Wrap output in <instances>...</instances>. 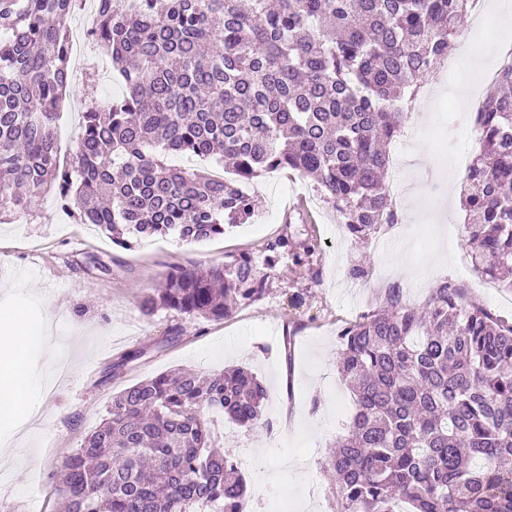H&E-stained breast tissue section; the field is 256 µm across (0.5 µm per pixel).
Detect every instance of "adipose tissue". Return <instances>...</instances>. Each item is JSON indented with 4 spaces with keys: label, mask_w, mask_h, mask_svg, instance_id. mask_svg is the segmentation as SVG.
I'll list each match as a JSON object with an SVG mask.
<instances>
[{
    "label": "adipose tissue",
    "mask_w": 512,
    "mask_h": 512,
    "mask_svg": "<svg viewBox=\"0 0 512 512\" xmlns=\"http://www.w3.org/2000/svg\"><path fill=\"white\" fill-rule=\"evenodd\" d=\"M35 333L24 313L0 309V421L31 416V380L24 369L25 354Z\"/></svg>",
    "instance_id": "adipose-tissue-1"
}]
</instances>
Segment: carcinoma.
<instances>
[{"label": "carcinoma", "instance_id": "obj_1", "mask_svg": "<svg viewBox=\"0 0 512 512\" xmlns=\"http://www.w3.org/2000/svg\"><path fill=\"white\" fill-rule=\"evenodd\" d=\"M78 2L0 0V219L51 192L127 246L247 224L259 208L247 185L286 168L315 181L357 243L397 223L389 145L412 103L399 93L448 56L470 0H94L89 43L126 90L88 103L62 167L55 124ZM476 125L465 235L475 270L512 288V69L497 72ZM170 153L227 164L228 177L172 167ZM314 254L284 235L265 264ZM267 291L243 253L205 273L173 269L140 306L222 319ZM339 339L354 409L329 461L338 512H512V322L452 282L418 306L392 283ZM266 400L246 367L125 389L63 462L64 512H242L245 479L210 416L251 427Z\"/></svg>", "mask_w": 512, "mask_h": 512}]
</instances>
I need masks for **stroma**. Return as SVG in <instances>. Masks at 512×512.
Instances as JSON below:
<instances>
[{"label":"stroma","instance_id":"1","mask_svg":"<svg viewBox=\"0 0 512 512\" xmlns=\"http://www.w3.org/2000/svg\"><path fill=\"white\" fill-rule=\"evenodd\" d=\"M496 62L493 56L463 59L440 96L419 92L406 121L412 134L397 141L414 160L404 172L412 191L396 204L398 223L363 243L346 235L311 179L291 170L250 184L260 201L251 223L196 244L167 235L123 248L95 226L76 223L51 194L35 212L0 223V306L25 310L34 325L52 321L57 336L52 350L34 344L25 356L27 372L50 385L37 393L35 415L13 427L0 424V456L11 462L0 481V512H60L63 460L100 424L116 393L179 369L211 374L234 366L251 368L269 388L264 421L248 428L224 424V451L241 468L254 512H337L327 463L352 409L337 369L339 330L378 304L390 283L418 305L447 279L512 321V289L475 271L465 212L459 198L448 195L466 175L456 153L479 139L473 112L457 111V125L449 127L451 101L474 69L486 72ZM124 92L119 77L102 82L92 62L69 82L56 129L61 164L72 158L88 100ZM284 233L316 238V271L285 262L267 269L268 293L223 319L164 308L148 318L141 314V296L175 267L206 269L242 252L260 263L268 241ZM362 260L370 266L368 278L351 279L349 267ZM300 290L307 297L296 308L290 297ZM134 349L141 357L116 368ZM54 359L68 362L67 375L52 373Z\"/></svg>","mask_w":512,"mask_h":512}]
</instances>
